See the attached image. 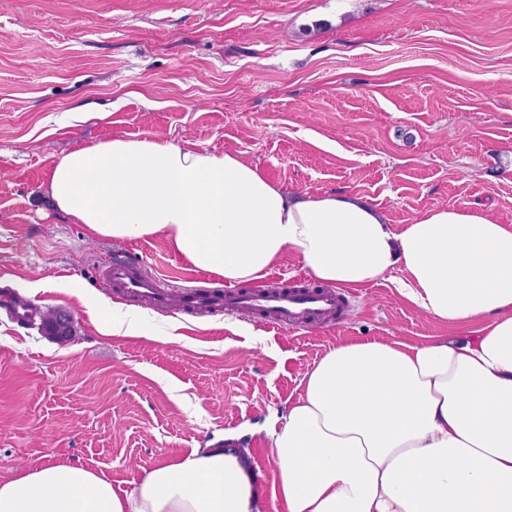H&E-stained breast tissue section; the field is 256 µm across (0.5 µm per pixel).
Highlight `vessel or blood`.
I'll return each instance as SVG.
<instances>
[{"mask_svg": "<svg viewBox=\"0 0 512 512\" xmlns=\"http://www.w3.org/2000/svg\"><path fill=\"white\" fill-rule=\"evenodd\" d=\"M103 285L135 305L155 308L173 305L192 314L244 310L274 328L338 318L347 296L343 290L316 285L300 288L292 281L282 286L259 283L246 291L237 287L214 291L192 285L172 290L164 287L162 278L139 272L134 257L126 253L110 257Z\"/></svg>", "mask_w": 512, "mask_h": 512, "instance_id": "vessel-or-blood-1", "label": "vessel or blood"}]
</instances>
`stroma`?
<instances>
[{"label":"stroma","instance_id":"obj_1","mask_svg":"<svg viewBox=\"0 0 512 512\" xmlns=\"http://www.w3.org/2000/svg\"><path fill=\"white\" fill-rule=\"evenodd\" d=\"M114 137L234 152L289 192L360 196L396 231L473 203L512 224V0H0V268L77 328L58 342L0 306V479L78 461L128 491L235 435L272 495L266 430L329 348L451 330L397 269L303 327L127 302L102 283L111 253L166 280L194 266L160 236L92 238L47 195L62 153ZM85 294L137 334L101 336ZM174 322L180 342L154 341Z\"/></svg>","mask_w":512,"mask_h":512}]
</instances>
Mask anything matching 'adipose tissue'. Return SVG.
<instances>
[{"label": "adipose tissue", "instance_id": "ef3b65f1", "mask_svg": "<svg viewBox=\"0 0 512 512\" xmlns=\"http://www.w3.org/2000/svg\"><path fill=\"white\" fill-rule=\"evenodd\" d=\"M49 192L97 238L163 237L234 283L293 252L317 280L398 290L469 336L346 341L304 374L268 432L272 497L247 449L209 443L117 493L105 474L47 461L0 480V512H512V225L482 204L432 209L393 232L360 198L290 194L230 152L150 137L60 156Z\"/></svg>", "mask_w": 512, "mask_h": 512}]
</instances>
